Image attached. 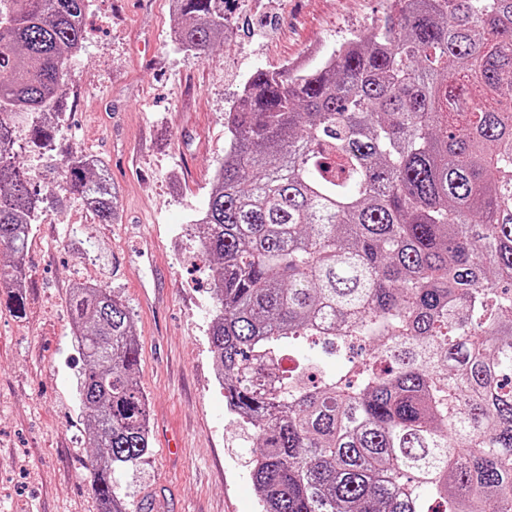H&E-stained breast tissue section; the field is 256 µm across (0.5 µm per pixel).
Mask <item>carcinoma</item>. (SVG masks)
Segmentation results:
<instances>
[{"label": "carcinoma", "instance_id": "obj_1", "mask_svg": "<svg viewBox=\"0 0 512 512\" xmlns=\"http://www.w3.org/2000/svg\"><path fill=\"white\" fill-rule=\"evenodd\" d=\"M93 0H12L0 16V288L25 308L45 206L19 160L58 149L61 88ZM175 44L224 38L225 0H173ZM314 66L250 76L225 123L194 234L213 269L209 346L251 427L261 512H512V0H386ZM68 192L119 217L104 169L62 155ZM99 512L149 453L128 306L69 294ZM329 336L284 365L291 341Z\"/></svg>", "mask_w": 512, "mask_h": 512}]
</instances>
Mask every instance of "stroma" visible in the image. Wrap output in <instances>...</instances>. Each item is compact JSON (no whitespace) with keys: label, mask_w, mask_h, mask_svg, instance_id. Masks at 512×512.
Instances as JSON below:
<instances>
[{"label":"stroma","mask_w":512,"mask_h":512,"mask_svg":"<svg viewBox=\"0 0 512 512\" xmlns=\"http://www.w3.org/2000/svg\"><path fill=\"white\" fill-rule=\"evenodd\" d=\"M384 0H227L223 45L190 56L171 40L172 0H94L62 92V138L102 158L120 218L77 198L47 209L26 255L25 311L0 297V512H98L68 295L115 289L133 313L151 451L119 478L129 512H259L248 430L231 415L208 330L212 263L192 221L224 156V115L259 69L320 62L367 32ZM159 289V303L142 293ZM186 441L165 451L168 433Z\"/></svg>","instance_id":"stroma-1"}]
</instances>
